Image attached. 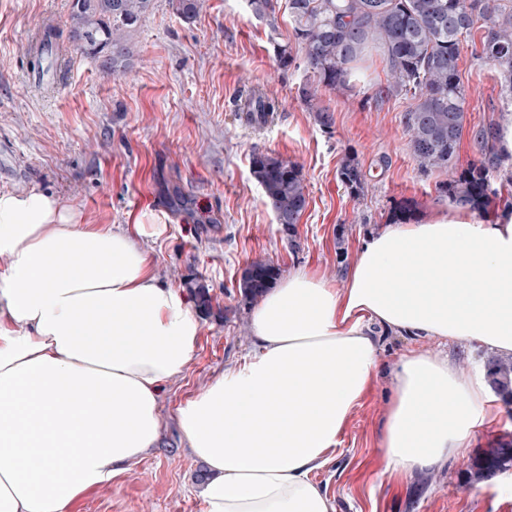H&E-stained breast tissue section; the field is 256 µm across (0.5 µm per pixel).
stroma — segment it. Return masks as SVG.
Listing matches in <instances>:
<instances>
[{"label":"stroma","instance_id":"stroma-1","mask_svg":"<svg viewBox=\"0 0 512 512\" xmlns=\"http://www.w3.org/2000/svg\"><path fill=\"white\" fill-rule=\"evenodd\" d=\"M70 4L0 0V190L51 192L89 224H140L161 282L183 289L205 280L214 306L187 369L161 396L167 431L159 447L71 512H203L205 468L184 448L174 417L251 350L250 304L237 288L244 268L263 259L284 274L305 266L342 282L361 242L388 224L398 202L410 200L417 220L448 208L439 193L448 174L418 169L402 123L408 100L375 101L387 82L376 53L356 62L352 91L320 90L318 103L334 122L328 129L316 123L299 98L310 80L303 50L293 46L285 67L274 57L272 40L291 37L285 0H273L269 22L254 17L246 0H203L190 23L169 0H156L134 35L132 68L111 78L70 42ZM47 30L60 53L38 82L33 45ZM459 69L463 170L481 159L475 131L512 113V100L473 43H464ZM257 89L279 103L260 127L237 112L239 99ZM255 152L276 154L304 176L309 206L296 226L299 248H291L251 175ZM348 153L368 178L358 197L337 177ZM379 346L383 373L350 418L335 460L317 472L335 512H512V472L494 485L471 476L480 454L512 442V429L501 425L440 469L385 473L379 433L391 397L386 372L409 348L438 345L388 333Z\"/></svg>","mask_w":512,"mask_h":512}]
</instances>
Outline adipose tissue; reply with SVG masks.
<instances>
[{
    "instance_id": "obj_1",
    "label": "adipose tissue",
    "mask_w": 512,
    "mask_h": 512,
    "mask_svg": "<svg viewBox=\"0 0 512 512\" xmlns=\"http://www.w3.org/2000/svg\"><path fill=\"white\" fill-rule=\"evenodd\" d=\"M139 227L0 190V512H70L161 441V392L202 324ZM253 351L176 412L203 512H335L315 478L380 371L389 332L512 357V213L455 206L365 238L342 285L297 267L253 304ZM387 471L440 467L506 408L486 373L411 349L390 372Z\"/></svg>"
}]
</instances>
